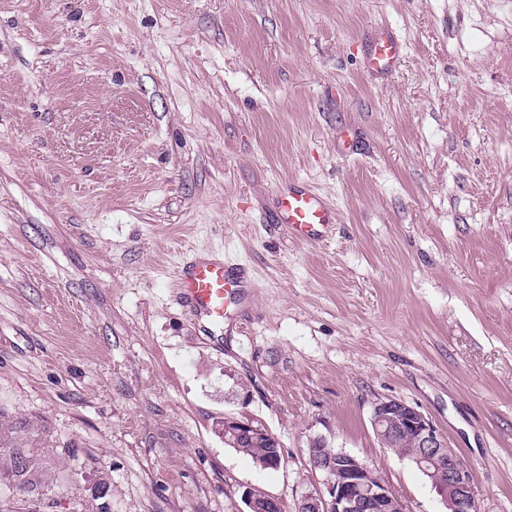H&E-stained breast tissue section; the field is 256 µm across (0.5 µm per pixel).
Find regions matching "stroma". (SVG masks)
<instances>
[{"mask_svg":"<svg viewBox=\"0 0 512 512\" xmlns=\"http://www.w3.org/2000/svg\"><path fill=\"white\" fill-rule=\"evenodd\" d=\"M289 180L324 242L275 223ZM190 252L253 282L223 345L174 301ZM388 398L512 512V0H0V471L24 451L39 488L0 512H298L319 436L447 512L377 440ZM365 46L369 70L381 75L393 71L402 53L401 42L388 28L375 30ZM278 224H288L296 238L323 241L329 238L336 210L319 191L292 181L283 184L275 197ZM220 430L221 433L224 434V438L229 437L236 439L238 437L248 436L254 441L267 439L269 443L279 445L274 441L276 438L272 434L270 435L267 430L261 427H256L248 421H243L234 417L224 416V421H221L220 424ZM254 441L249 440L247 437H243L234 441L233 444L225 442L224 444L229 448H234L239 453L249 456L254 463L263 467L265 466L266 455L269 452L268 448L264 447L261 442ZM241 499L248 512H282L278 498L253 487H245L241 492Z\"/></svg>","mask_w":512,"mask_h":512,"instance_id":"1","label":"stroma"}]
</instances>
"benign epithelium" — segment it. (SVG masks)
Segmentation results:
<instances>
[{
    "label": "benign epithelium",
    "instance_id": "benign-epithelium-1",
    "mask_svg": "<svg viewBox=\"0 0 512 512\" xmlns=\"http://www.w3.org/2000/svg\"><path fill=\"white\" fill-rule=\"evenodd\" d=\"M371 424L383 446L413 462L433 485L448 479L442 488L448 512H475L477 490L471 466L448 446L427 415L403 400L386 399L375 403ZM220 430L226 438L247 436L274 442L267 430L230 416L224 417ZM307 451L321 479L318 488L301 496L299 512H403L397 495L364 460L342 450L327 451L321 438L310 440ZM241 499L248 512L281 509L278 498L253 487L244 488Z\"/></svg>",
    "mask_w": 512,
    "mask_h": 512
}]
</instances>
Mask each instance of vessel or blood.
Masks as SVG:
<instances>
[{"instance_id":"vessel-or-blood-1","label":"vessel or blood","mask_w":512,"mask_h":512,"mask_svg":"<svg viewBox=\"0 0 512 512\" xmlns=\"http://www.w3.org/2000/svg\"><path fill=\"white\" fill-rule=\"evenodd\" d=\"M402 53V45L386 28L375 30L366 41L368 68L376 74L391 73ZM277 223L305 241L329 238L336 210L319 191L295 182L283 184L275 197ZM248 281L220 258L195 257L179 264L175 276L176 300L189 315L195 332L209 336L224 322L228 302H243Z\"/></svg>"}]
</instances>
